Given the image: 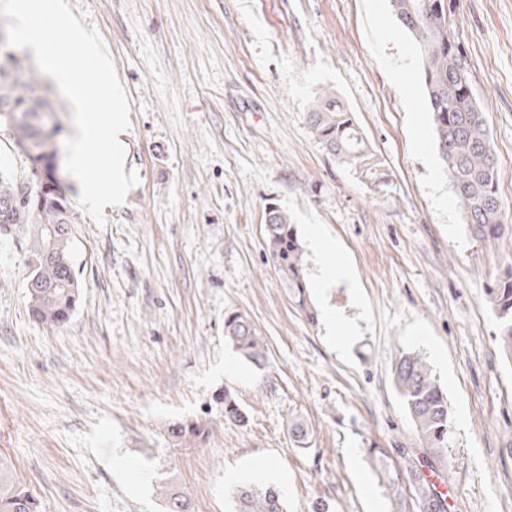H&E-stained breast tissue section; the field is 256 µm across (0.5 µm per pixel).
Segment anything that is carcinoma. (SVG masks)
<instances>
[{"label": "carcinoma", "mask_w": 512, "mask_h": 512, "mask_svg": "<svg viewBox=\"0 0 512 512\" xmlns=\"http://www.w3.org/2000/svg\"><path fill=\"white\" fill-rule=\"evenodd\" d=\"M454 0H389L392 14L410 33L418 54L440 157L456 201L466 216V228L477 242L499 237L504 228V210L498 191V170L485 112L477 104L463 47L454 27ZM14 74L0 76V127L11 130L14 145L30 162L60 164L55 133L44 132V115L52 112L50 102L37 94L43 83L39 73L13 64ZM307 119L311 133L331 158L357 176H370L379 161L363 138L352 112L332 88L316 94ZM28 186L13 171L0 169V203L21 199ZM69 185L57 183L45 200L24 202L12 224L0 226V236L22 238L25 249L28 290L27 312L33 323L53 331L66 323L79 298V282L71 265L55 263L46 253L55 248L69 254L71 239L51 240L61 224L71 225L76 217L68 202ZM266 248L288 297L310 324L318 321L305 278L303 248L288 212L271 204L265 210ZM486 301L500 322L497 343L500 352L512 359V267L489 282ZM225 339L240 355L259 369L268 361L267 348L249 318L239 312L224 317ZM396 390L428 450L437 457L448 447V399L432 369L421 354L401 350L393 364ZM224 417L241 423L246 413L230 395H224ZM176 442L194 440L204 434L198 421L181 420L168 428ZM373 469L384 474L392 512H446L440 494L422 467L410 469L413 492L403 489L401 476L392 474L385 453L368 449ZM166 512H189L187 499L166 486L161 489ZM236 512H284L279 491L261 483L235 493ZM0 512H39L36 499L15 476L10 465L0 461Z\"/></svg>", "instance_id": "1"}]
</instances>
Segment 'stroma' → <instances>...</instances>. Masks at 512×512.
Masks as SVG:
<instances>
[{"mask_svg": "<svg viewBox=\"0 0 512 512\" xmlns=\"http://www.w3.org/2000/svg\"><path fill=\"white\" fill-rule=\"evenodd\" d=\"M103 40L127 93L126 205L78 210L71 319L27 313L18 237H0V459L41 512H231L268 482L286 512H391L367 450L405 469L425 450L394 386L396 351L430 363L449 444L433 473L448 512H512V363L485 286L512 261V0H457L453 16L484 111L509 219L474 242L439 158L408 33L388 0H68ZM331 86L380 165L360 179L322 150L307 112ZM288 211L308 280L332 257L357 289L312 293L354 329L346 344L289 300L263 240L267 203ZM318 228L336 245L320 254ZM263 336L257 369L224 315ZM232 394L248 420L224 417ZM305 419L307 448L289 427ZM206 436L175 443L171 423ZM224 335L246 361L258 369L266 366L268 356L265 341L246 315L239 312L225 315Z\"/></svg>", "mask_w": 512, "mask_h": 512, "instance_id": "obj_1", "label": "stroma"}]
</instances>
